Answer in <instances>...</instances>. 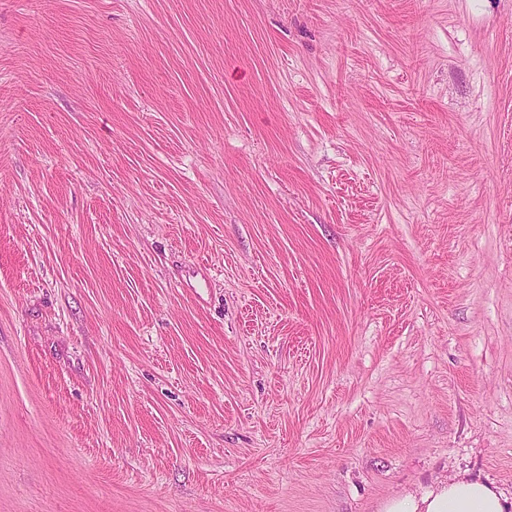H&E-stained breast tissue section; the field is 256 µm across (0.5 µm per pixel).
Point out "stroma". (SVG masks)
Wrapping results in <instances>:
<instances>
[{
	"label": "stroma",
	"mask_w": 512,
	"mask_h": 512,
	"mask_svg": "<svg viewBox=\"0 0 512 512\" xmlns=\"http://www.w3.org/2000/svg\"><path fill=\"white\" fill-rule=\"evenodd\" d=\"M512 500V0H0V512ZM512 508L492 485L460 476L438 482L421 494L407 493L386 501L379 512H508Z\"/></svg>",
	"instance_id": "35a3bbf8"
}]
</instances>
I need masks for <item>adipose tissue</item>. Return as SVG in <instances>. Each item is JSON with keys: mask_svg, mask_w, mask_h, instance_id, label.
<instances>
[{"mask_svg": "<svg viewBox=\"0 0 512 512\" xmlns=\"http://www.w3.org/2000/svg\"><path fill=\"white\" fill-rule=\"evenodd\" d=\"M380 512H512V501L492 485L466 476L442 481L421 494L386 501Z\"/></svg>", "mask_w": 512, "mask_h": 512, "instance_id": "obj_1", "label": "adipose tissue"}]
</instances>
